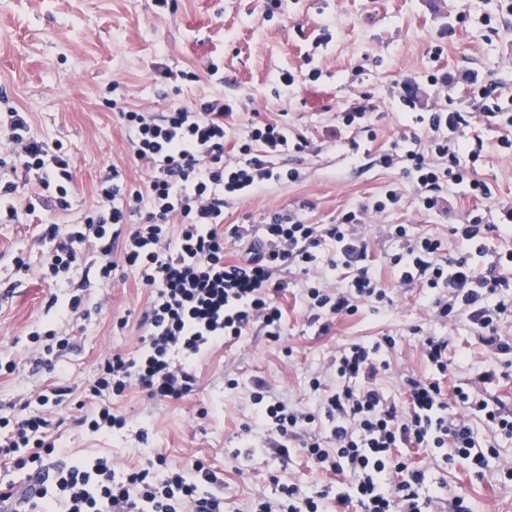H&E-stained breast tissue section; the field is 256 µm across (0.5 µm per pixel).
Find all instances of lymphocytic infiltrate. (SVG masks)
I'll return each mask as SVG.
<instances>
[{
	"instance_id": "obj_1",
	"label": "lymphocytic infiltrate",
	"mask_w": 512,
	"mask_h": 512,
	"mask_svg": "<svg viewBox=\"0 0 512 512\" xmlns=\"http://www.w3.org/2000/svg\"><path fill=\"white\" fill-rule=\"evenodd\" d=\"M504 93L495 81L479 86L475 111L432 112L425 135L400 134L391 151L379 156L387 168L405 158V172L424 210L447 209L461 195L479 202L464 223L451 227L464 252L441 260L440 238H412L406 225L395 224L390 233L403 247L390 263L400 283L429 290L438 319L465 322L489 348L494 360L479 375L485 384L498 380L502 368L512 367V339L500 329L512 315L507 297L512 291V245L495 250L488 245L490 233L512 224V206L491 203V189L476 166L483 142L472 130L480 121L497 120L500 144L512 152V113L500 105ZM233 112V104L220 97H202L163 112L120 111L128 150L149 173L145 188L126 189L121 170H113L99 184L101 203L94 211L75 224L41 227L40 239L47 247L42 274L55 287H70L68 275L87 248L106 258L97 268L99 278L111 279L123 266L136 272L149 290L139 322V348L113 351L102 360L98 379L85 390L91 407L81 410L78 425L96 432L123 428L124 418L112 411L113 397L137 387L155 402L184 398L196 382V361L206 350L240 339L257 324L268 336L278 337L283 312L275 299L287 288L279 273L287 266L309 272L323 244L333 245L330 264L341 270L344 285L332 290L304 281L308 324L327 332L332 319L357 312L359 301L381 303L387 297L366 263L363 226L367 212L381 214L400 203L402 195L395 189L379 195L372 207L344 213L336 224H307L296 215L277 214L257 236L246 225L234 226L233 236L246 247L238 261L225 260V204L298 182L299 170L282 169L278 161L309 145L286 124L265 120L252 122L237 138L233 153H226L224 140L231 129L225 119ZM7 131L22 176L20 183L6 185L0 213L14 220L22 212L69 209L75 190L69 158L31 138L27 116L19 110L9 112ZM21 184L32 189L23 201L15 196ZM114 253L120 262H111ZM393 344L387 337L342 346L330 375L332 389L316 415L290 408L264 381L254 380L250 399L257 420L284 440L321 422L327 438L309 436L302 449L315 463L329 464L341 479L318 496L305 495L291 481L276 480L275 501L258 500L251 512H323L328 497L336 512H347L353 503L363 512H430L442 500L426 470L406 464L401 449L449 447L454 457L484 466V445L467 421L471 415L498 436L512 439V412L497 399L466 384L445 393L440 379L449 371L448 340L441 336L423 342L434 377L408 378L409 406L400 410L377 386L387 369L380 351ZM49 427L42 414L23 409L0 438V463L27 472L23 492L11 483L0 486V512H17L21 499L40 512H224L223 496L209 490L217 476L202 462L176 467L158 456L119 472L103 456L67 462L58 459Z\"/></svg>"
}]
</instances>
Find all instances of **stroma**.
Wrapping results in <instances>:
<instances>
[{"label":"stroma","mask_w":512,"mask_h":512,"mask_svg":"<svg viewBox=\"0 0 512 512\" xmlns=\"http://www.w3.org/2000/svg\"><path fill=\"white\" fill-rule=\"evenodd\" d=\"M503 2L281 0L270 15L264 0H169L163 8L155 0H0V114L26 112L30 137L59 144L74 163L71 207L50 213L49 221L78 222L97 204V186L111 168L122 170L130 188L143 187L146 173L128 153L118 108L161 112L209 95L240 103L235 132L252 120L272 119L309 142L285 161L305 169V180L229 203L225 227L263 224L288 211L308 224H333L346 211L373 204L388 185L405 189L400 206L368 228L370 270L387 286V303L359 302L355 314L334 319L322 334L303 313L302 274L284 270L289 286L277 298L284 315L279 338L255 327L238 341L213 346L199 357L186 399L153 402L136 387L113 398L127 424L109 434L75 425L67 407L50 408L56 447L71 458L109 453L118 468L158 455L174 465L200 460L219 477L226 512H247L253 500L272 496L275 476H291L315 494L335 483L336 474L307 462L301 450L287 460L270 450L255 425L250 382L265 380L288 404L318 413L311 377L329 368L342 345L385 335L395 344L379 384L398 405L407 403V378L432 374L423 338L444 336L451 366L443 386L472 383L512 411V376L479 383L492 356L478 336L465 324L432 318L427 291L400 285L389 263L401 247L389 234L393 224L407 225L414 237L436 235L445 255H457L449 229L462 222L471 202L460 198L448 212L424 211L401 167L376 162L391 148L399 123L439 109H471L472 75L512 88V11ZM212 63L220 75H210ZM286 71L296 76L288 87L280 81ZM431 74L451 76L447 98L437 97L427 81ZM356 102L372 107L374 138L339 125V112ZM499 137L498 129L483 131L477 169L495 200L512 203V158L504 156ZM43 252L36 217L0 221V360L19 363L14 374L0 376V417H11V403L35 400L56 385L71 387L73 400H81L104 353L138 342L148 290L133 274H116L109 283L91 279L74 316L51 302L56 289L41 277ZM18 255L28 271L16 272ZM35 330L71 334L75 347L33 368L26 357ZM497 449L479 475L465 461L447 463L426 448L402 455L426 470L441 496L465 497L474 512H512V440L499 439Z\"/></svg>","instance_id":"obj_1"}]
</instances>
